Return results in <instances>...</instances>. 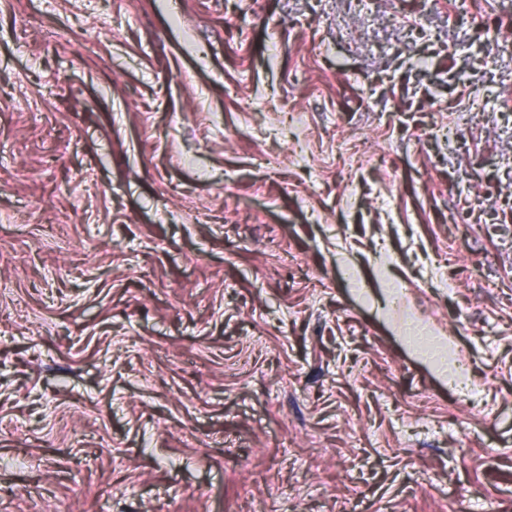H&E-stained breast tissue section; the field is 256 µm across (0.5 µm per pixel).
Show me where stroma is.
<instances>
[{
    "mask_svg": "<svg viewBox=\"0 0 512 512\" xmlns=\"http://www.w3.org/2000/svg\"><path fill=\"white\" fill-rule=\"evenodd\" d=\"M511 34L0 0V512H512Z\"/></svg>",
    "mask_w": 512,
    "mask_h": 512,
    "instance_id": "stroma-1",
    "label": "stroma"
}]
</instances>
